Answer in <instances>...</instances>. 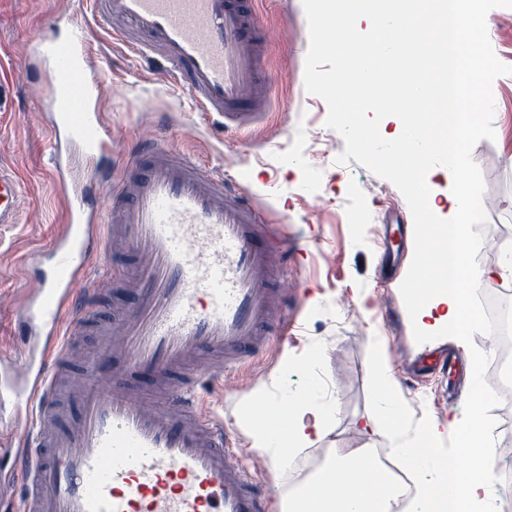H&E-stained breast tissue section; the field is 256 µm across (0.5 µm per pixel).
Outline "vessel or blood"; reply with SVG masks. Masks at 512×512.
<instances>
[{"mask_svg": "<svg viewBox=\"0 0 512 512\" xmlns=\"http://www.w3.org/2000/svg\"><path fill=\"white\" fill-rule=\"evenodd\" d=\"M256 0H80L94 25L134 56L151 58L195 111L246 136L268 118L262 61L271 36ZM51 87V174L68 222L33 259L37 290L18 319L29 338L26 373L0 360V400L25 413L1 475L25 489L22 512H270L277 493L238 461L220 417L201 406L198 380L219 378L290 335L280 317L287 247L268 243L261 209L241 181L198 158L145 141L112 180V130L94 108L89 37L55 17L31 47ZM111 185L99 212L94 189ZM21 180L0 168V224L17 223ZM123 285L133 308L102 326L108 289L76 291L91 269ZM100 337L90 374L71 391L80 336ZM147 372L146 390L129 392Z\"/></svg>", "mask_w": 512, "mask_h": 512, "instance_id": "obj_1", "label": "vessel or blood"}]
</instances>
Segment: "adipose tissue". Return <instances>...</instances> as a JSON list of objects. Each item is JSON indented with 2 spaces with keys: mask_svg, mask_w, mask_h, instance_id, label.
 <instances>
[{
  "mask_svg": "<svg viewBox=\"0 0 512 512\" xmlns=\"http://www.w3.org/2000/svg\"><path fill=\"white\" fill-rule=\"evenodd\" d=\"M430 2L317 0L315 10L322 30L336 43V95L347 105L346 123L358 142L366 140L364 114L376 101L387 100L390 110L403 111L408 93L425 89V68L433 62L442 63L449 38L463 42L474 31L489 25L482 0H465L464 5L452 6L445 20L430 14ZM366 16L377 31L387 33L386 42L355 39L356 25ZM393 61L401 65L399 85L366 83V71L383 68ZM492 81L491 65L478 56L469 61L461 81L444 95L448 105L443 131V140L448 145L446 192H439L427 175L430 159L426 142L417 143L409 156L399 152L400 146L408 142L409 132L429 129L428 121H411L408 133L396 138L397 149L389 154L395 164L418 172L419 177L411 181L410 188L417 191L420 209L430 219L427 229L438 239L457 246L456 262L460 265H466L464 227L475 220L481 207L464 149L476 133L467 117L472 99L470 89L488 86ZM466 267L464 282L433 289L427 302L411 304V320L420 335L445 336L464 346L470 336L483 334L480 320L465 314L467 296L491 276L511 277L512 253L494 271ZM379 344V337H370L376 418L396 429L401 425L404 410ZM497 401L494 387L480 376H473L464 417L445 423L426 417L409 440L394 445L393 457L410 469L421 487L420 495L408 504L407 512H494L495 480L483 470L481 460L493 446L496 424L487 408ZM244 408L259 416L250 429L253 448L272 459L281 471L290 466L293 451L322 440L336 416L334 403L319 399L310 385L285 391L274 404L268 402L264 390H256L245 400ZM450 432L458 438L452 453L442 446ZM322 476L324 488L315 492L301 490L281 503L280 512H396L397 488L370 449L355 448L332 456Z\"/></svg>",
  "mask_w": 512,
  "mask_h": 512,
  "instance_id": "obj_1",
  "label": "adipose tissue"
}]
</instances>
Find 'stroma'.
Returning <instances> with one entry per match:
<instances>
[{
  "label": "stroma",
  "instance_id": "1",
  "mask_svg": "<svg viewBox=\"0 0 512 512\" xmlns=\"http://www.w3.org/2000/svg\"><path fill=\"white\" fill-rule=\"evenodd\" d=\"M483 5L491 28L479 51L490 60L496 79L478 94L479 131L466 145L470 175L482 197L469 236L468 263L493 268L502 258L496 242L512 244V0H483ZM57 13L72 14L89 31L91 68L102 85L99 110L112 129L113 178H120L141 137L155 135L164 147L195 152L207 167L240 177L254 204L265 209L274 236L301 249L286 271L288 303L301 308L299 335L285 346L271 341L225 383L200 379V394L231 427L243 464L279 492L292 490V472L268 469L242 420L243 400L261 385L276 401L283 387L311 383L321 398L336 403L332 430L296 451L295 459L314 455L323 462L332 448L389 452L394 438L384 426L366 431L358 425L373 413L372 336L379 337L398 383L405 434L413 433L422 415L444 420L466 411L468 399L454 394L452 378L436 373L415 379L405 373L404 363L426 343L411 321L398 328L383 321L386 308H406L413 264H422L434 282L444 278L447 267L434 252L418 259L408 244L400 268L377 280V223L393 212L406 221L417 213L409 189L412 174L396 170L386 159L396 124L384 105L372 107L367 116L368 146L358 145L346 125L329 89L339 61L319 46L312 0L259 4L261 23L285 28L288 38L263 61L273 95L271 118L246 140L225 132L215 118L191 111L157 62L130 58L93 30L76 0H0V166L15 171L23 183L18 223L0 225L1 352L21 357L17 313L36 287L25 260L68 218L66 202L48 172L50 86L28 55L30 41L47 33ZM314 350L319 353L314 374L299 369L279 380L284 357L300 362Z\"/></svg>",
  "mask_w": 512,
  "mask_h": 512
}]
</instances>
